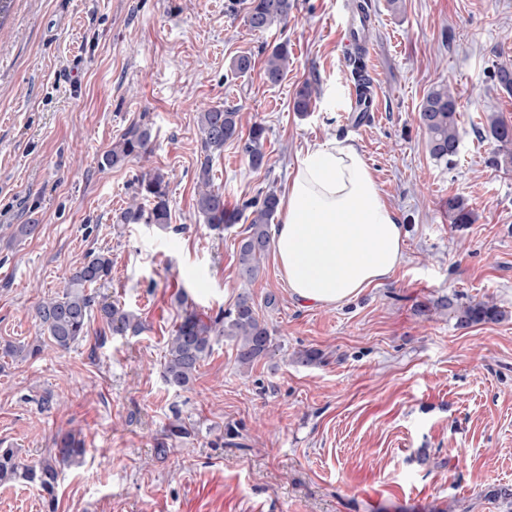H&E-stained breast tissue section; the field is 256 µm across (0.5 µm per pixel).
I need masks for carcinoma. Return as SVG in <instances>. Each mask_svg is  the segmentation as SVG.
<instances>
[{
    "instance_id": "1",
    "label": "carcinoma",
    "mask_w": 512,
    "mask_h": 512,
    "mask_svg": "<svg viewBox=\"0 0 512 512\" xmlns=\"http://www.w3.org/2000/svg\"><path fill=\"white\" fill-rule=\"evenodd\" d=\"M293 0H251L246 20L250 29L264 31L285 21L293 9ZM288 47H275L267 56L264 67L266 79L276 84L287 69ZM314 91L303 85L293 101L294 111H310ZM420 125L428 138L431 156L439 162H448L458 153L459 130L457 104L448 87L430 91L419 112ZM203 160L197 173L196 209L205 223L222 229L236 220V214L224 206V193L214 188L212 160L228 141H235L251 168L257 170L267 163L265 149L266 129L252 123L248 134H243V117L236 109L222 105L210 106L198 116ZM491 134L505 149V162L512 163V127L499 118L490 121ZM150 129L142 124L130 126L103 154L100 165L115 167L147 153ZM280 199L273 191L244 205L250 210L247 235L238 250L240 278L251 281L258 276L260 262L271 244L270 226L279 208ZM448 212L454 223H471V212L459 198L448 200ZM122 224H154L160 229L170 224L168 182L164 173L155 171L142 175L132 191V201L119 216ZM112 275V258L102 252L93 254L69 277L62 294L41 301L35 308V319L47 340L33 343H7L0 350L13 360H27L38 355L47 344L66 350L86 336L94 311H99L112 335H125L139 328L134 314L117 302L98 299L92 288L108 283ZM460 326L499 320L503 317L495 305L486 301L456 305L443 304ZM223 336L236 345L237 362L243 368L252 366L271 351L272 336L264 320L259 317L251 297L242 293L232 309L213 319H204L194 312L187 314L170 337L164 355L163 378L171 388L188 387L201 363L210 354L214 337ZM85 454L81 440L70 432H59L53 450L39 463L29 465L19 457L16 448H0V484L15 482L37 487L43 493L47 512H55V490L63 469L80 462Z\"/></svg>"
}]
</instances>
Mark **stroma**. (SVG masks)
<instances>
[{
    "label": "stroma",
    "mask_w": 512,
    "mask_h": 512,
    "mask_svg": "<svg viewBox=\"0 0 512 512\" xmlns=\"http://www.w3.org/2000/svg\"><path fill=\"white\" fill-rule=\"evenodd\" d=\"M360 0H294L287 24L246 23L250 0H14L0 25V343L39 336L35 307L62 294L90 252L112 258L102 295L139 320L100 337V317L70 349L0 360V447L38 463L58 431L80 433L82 464L64 469L56 512H504L488 489L512 484V165L490 116L512 125V0H361L359 46L374 112L345 109L355 85L342 32ZM287 43L282 81L263 61ZM247 52L256 66L231 69ZM318 97L293 110L303 84ZM456 99L459 151L436 161L419 124L428 92ZM240 109L266 128L268 163L237 143L214 157L228 208L285 196L309 146L352 141L405 226V260L337 308L304 309L274 252L241 279L247 221L215 231L195 206L198 112ZM140 161L99 162L132 124ZM169 177L170 226L116 218L145 172ZM473 215L452 223L450 198ZM19 224L37 225L12 242ZM249 293L273 338L241 373L217 339L189 388L162 377L185 311L216 317ZM488 300L497 322L457 327L441 298ZM317 349L316 365L297 362ZM189 437L166 441L173 417Z\"/></svg>",
    "instance_id": "35a3bbf8"
}]
</instances>
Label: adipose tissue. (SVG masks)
Wrapping results in <instances>:
<instances>
[{
  "label": "adipose tissue",
  "instance_id": "ef3b65f1",
  "mask_svg": "<svg viewBox=\"0 0 512 512\" xmlns=\"http://www.w3.org/2000/svg\"><path fill=\"white\" fill-rule=\"evenodd\" d=\"M405 230L356 146L309 147L279 204L274 249L292 299L335 308L389 278L403 261Z\"/></svg>",
  "mask_w": 512,
  "mask_h": 512
}]
</instances>
